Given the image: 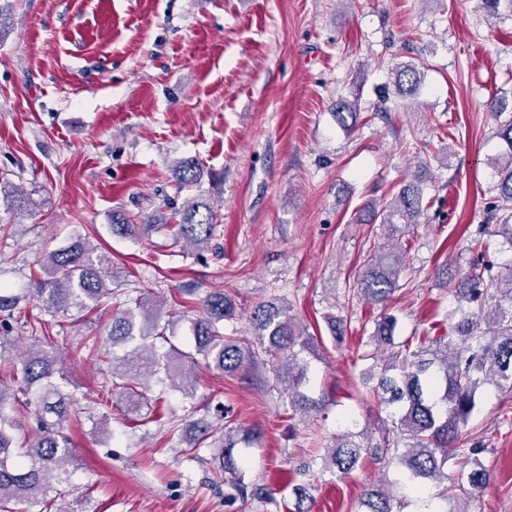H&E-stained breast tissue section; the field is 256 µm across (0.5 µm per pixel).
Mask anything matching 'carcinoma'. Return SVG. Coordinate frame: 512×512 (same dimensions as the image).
<instances>
[{"mask_svg": "<svg viewBox=\"0 0 512 512\" xmlns=\"http://www.w3.org/2000/svg\"><path fill=\"white\" fill-rule=\"evenodd\" d=\"M421 72L412 64L396 68L395 90L401 96L417 94ZM490 111L501 118L497 136L507 145L502 154L505 164L497 167L498 180L493 188L494 210L499 223L484 227L483 232L501 237L512 248V108L506 100L495 98ZM357 104L343 99L336 101V116L342 124L357 120ZM427 164L418 163L417 174L402 186L394 199L381 211L369 203L366 209L383 224H417L422 213L423 171ZM199 163L179 162L173 177L182 189L198 181ZM0 197L10 199L8 210L22 208L30 198L17 186L0 180ZM220 224L218 209L207 199L186 201L169 215L157 211L143 217L140 223L121 211L112 212V234L135 237L149 229L173 230L176 239L202 250L208 247ZM108 259L94 255V248L83 238L73 236L60 248L39 258V270L33 274L31 288L0 286V368L4 378L15 384L0 383V512H50L46 499L52 483L63 484L70 477L74 451L66 437L58 434L64 422L76 415L72 396L60 380L61 355L48 336H37V347L22 361L21 372L12 365L15 348L9 336L11 320L19 303L30 294L50 313L83 311L98 304L111 291L105 264ZM403 268V252L398 245L383 246L367 262L358 281L362 297L375 304H386L396 290ZM446 281L454 284L455 307L448 314V335L410 336L394 343L396 320L384 316L378 323L376 337L393 347L389 356L373 360L369 372H378L377 386L367 394L381 406L390 409L384 421L383 442L376 444L380 457L400 465L401 491L414 496L420 512H448V500L456 495L478 489L489 474L476 458L473 447L463 454L461 466L469 468L467 484L444 471L448 466V449L468 444L462 429L477 406L481 392L488 386L512 389V270L495 276H484L474 270L445 272ZM495 293H490V289ZM137 310L126 308L112 316L108 338L112 347L123 354L110 355L92 347L89 355L109 365L111 388L118 391L132 409L139 408L143 393L141 378L154 373L159 365L156 347L147 343L153 336H164L161 312L157 306L136 302ZM236 316L235 302L222 291H213L200 299L197 317L191 330L194 347L190 351L170 348L165 354L167 371L173 387L185 395L196 387L194 369L206 366L225 373L249 371L269 358L276 364L275 381L288 391V402L294 411L311 412L318 407L304 391L308 366L300 351L309 339L297 330L288 306L262 302L250 313L256 344L243 345L224 335V322ZM32 398L37 407L53 420H43L41 429L25 437L18 433V419L10 414L15 392ZM395 439H389V436ZM364 434L351 427L333 437L325 465L338 475H346L359 463L365 448ZM404 444H399V441ZM223 461L224 483L232 492L229 499L251 496L273 499L268 487L244 481L245 459L238 456L236 441L228 437L219 448ZM429 480L447 481L449 485L430 493ZM365 512H392L388 497L377 490L366 493Z\"/></svg>", "mask_w": 512, "mask_h": 512, "instance_id": "carcinoma-1", "label": "carcinoma"}]
</instances>
